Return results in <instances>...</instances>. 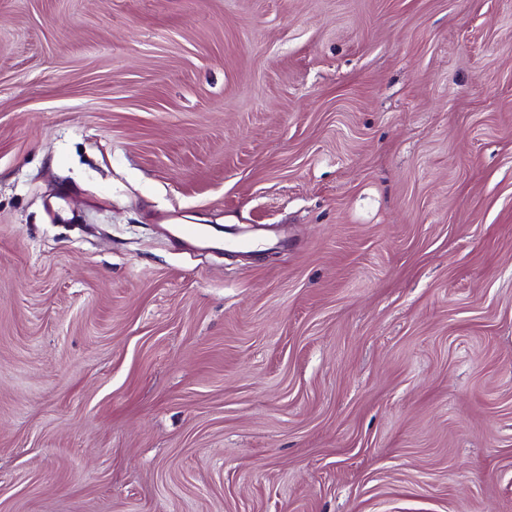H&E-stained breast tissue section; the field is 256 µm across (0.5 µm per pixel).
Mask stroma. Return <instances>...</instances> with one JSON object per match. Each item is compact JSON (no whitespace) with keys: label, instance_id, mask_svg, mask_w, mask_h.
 I'll use <instances>...</instances> for the list:
<instances>
[{"label":"stroma","instance_id":"1","mask_svg":"<svg viewBox=\"0 0 512 512\" xmlns=\"http://www.w3.org/2000/svg\"><path fill=\"white\" fill-rule=\"evenodd\" d=\"M0 512H512V0H0ZM170 231L185 243L197 248L221 247L224 250L249 251L255 242L242 238L237 232L224 230L222 226L204 227L200 224H169Z\"/></svg>","mask_w":512,"mask_h":512}]
</instances>
